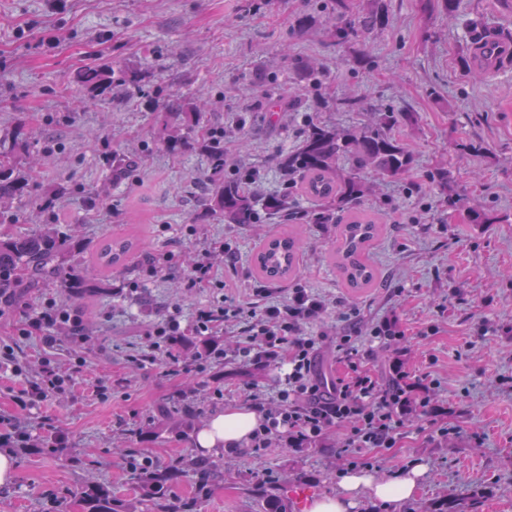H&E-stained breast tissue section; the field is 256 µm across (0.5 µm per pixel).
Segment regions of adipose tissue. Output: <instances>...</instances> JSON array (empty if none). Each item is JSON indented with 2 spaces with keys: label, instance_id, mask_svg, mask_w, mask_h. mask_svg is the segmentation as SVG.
Here are the masks:
<instances>
[{
  "label": "adipose tissue",
  "instance_id": "adipose-tissue-1",
  "mask_svg": "<svg viewBox=\"0 0 512 512\" xmlns=\"http://www.w3.org/2000/svg\"><path fill=\"white\" fill-rule=\"evenodd\" d=\"M259 422L254 407L245 403L229 405L214 411L196 429L194 443L203 454L217 457L226 450L248 445ZM424 473L420 464L381 477L351 469L341 472L336 494L315 498L309 512H351L362 496L396 512L415 497Z\"/></svg>",
  "mask_w": 512,
  "mask_h": 512
}]
</instances>
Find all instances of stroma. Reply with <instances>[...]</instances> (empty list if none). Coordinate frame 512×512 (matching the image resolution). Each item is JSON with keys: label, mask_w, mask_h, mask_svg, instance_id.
Instances as JSON below:
<instances>
[{"label": "stroma", "mask_w": 512, "mask_h": 512, "mask_svg": "<svg viewBox=\"0 0 512 512\" xmlns=\"http://www.w3.org/2000/svg\"><path fill=\"white\" fill-rule=\"evenodd\" d=\"M385 3L388 24L352 41L356 48L372 44L374 61L354 69L342 63L327 24L333 0H0V135L28 117L38 171L31 195L42 196L57 181L67 185L51 212L16 204L15 232L54 219L74 228L90 252L132 231L141 240L112 272L131 291L88 301L48 283L27 289L22 303L0 316V433L19 423L34 442L16 453V480L0 494V512H81L77 501L60 495L86 481L105 483L116 502L137 512H157L128 468L133 457L150 458L159 469L199 460L200 470L167 492L171 503L194 500L195 512H264L270 496L296 512L293 489L311 499L334 493L339 473L365 461L377 475L425 465L416 500L401 512L477 487L487 497L484 512H512V56L489 71L465 67L476 53L470 20L483 19L492 34L512 33V0H458L455 22L442 7L424 9L421 0ZM304 15L317 23L296 33ZM102 56L142 70L144 88L73 111L76 72ZM298 59L314 61L325 75L324 86L301 88L305 111L321 121L361 120L355 112L321 108L329 94H357L418 117L397 132L414 157L412 175L377 182L363 204L386 221L370 253L375 287L358 293L344 287L326 259L330 224L302 225L298 279L326 304L312 326L325 335L318 374L328 380L343 374L336 338L346 327L343 312L356 307L364 368L383 384L394 371L406 372L410 406L390 448L344 447V432L335 428L305 448L277 441L257 452L202 456L191 435L170 429L174 402L193 392L208 415L256 394L273 400L283 368L231 356L239 336L233 324L218 329L227 357L201 373L186 361L132 357L146 350L155 323L176 313L189 326L197 309L220 297L214 288L184 286L203 253L232 247L238 259L220 274L242 301H254L255 244L279 227L210 217L203 152L164 146L155 117L173 96L204 99L207 131L223 132L224 149L237 160L225 179L254 171L259 193H283L275 158L305 126L304 111L288 104ZM257 80L272 100L269 109L255 108L242 94ZM115 151L132 163L118 188L107 185L102 162ZM439 167L448 168L462 196L456 209L430 182ZM481 208L508 220L471 223L472 210ZM158 256L164 267L149 276L146 268ZM48 302L78 311L90 328L87 340L49 345L42 336H22L30 310ZM385 320L394 325L393 340L373 343L370 330ZM45 362L71 374V387L22 407L21 390ZM145 431L151 439H142Z\"/></svg>", "instance_id": "obj_1"}]
</instances>
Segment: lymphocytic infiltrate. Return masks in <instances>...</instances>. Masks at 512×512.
<instances>
[{
  "label": "lymphocytic infiltrate",
  "instance_id": "lymphocytic-infiltrate-1",
  "mask_svg": "<svg viewBox=\"0 0 512 512\" xmlns=\"http://www.w3.org/2000/svg\"><path fill=\"white\" fill-rule=\"evenodd\" d=\"M193 269L186 288L209 287L223 292L217 304L198 311L195 333L209 336L220 324L243 323L244 338L236 344L243 361L257 367L275 363L287 369L285 387L277 400L259 402L261 420L252 439L253 448L268 447L276 440L300 447L319 440L333 428L345 429L351 448H387L395 443L399 414L408 403L406 388L402 377L383 386L363 368L357 327H350L336 339L340 359L349 369L347 376L322 379L316 372L320 339L306 331L324 310L320 300L296 286L287 301H270L260 308L246 306L226 292V283L218 279L210 257L198 258ZM28 327L41 332L49 344L59 336L87 332L77 313L52 303L35 310Z\"/></svg>",
  "mask_w": 512,
  "mask_h": 512
}]
</instances>
